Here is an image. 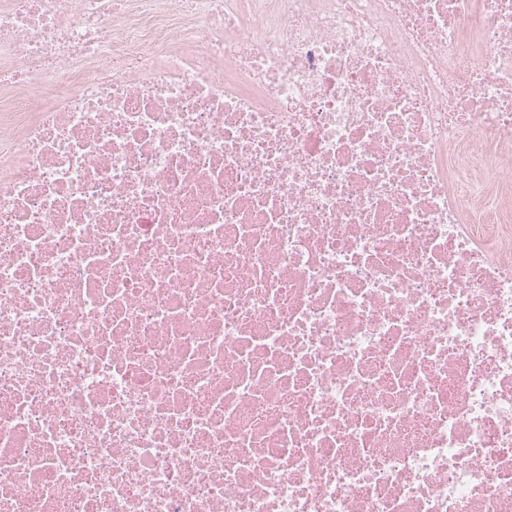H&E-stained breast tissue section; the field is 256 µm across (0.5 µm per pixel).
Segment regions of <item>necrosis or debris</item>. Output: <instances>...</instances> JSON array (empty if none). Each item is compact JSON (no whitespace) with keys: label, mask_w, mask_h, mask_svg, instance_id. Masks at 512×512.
Here are the masks:
<instances>
[{"label":"necrosis or debris","mask_w":512,"mask_h":512,"mask_svg":"<svg viewBox=\"0 0 512 512\" xmlns=\"http://www.w3.org/2000/svg\"><path fill=\"white\" fill-rule=\"evenodd\" d=\"M0 512H512V0H0Z\"/></svg>","instance_id":"4bbe7bcc"}]
</instances>
